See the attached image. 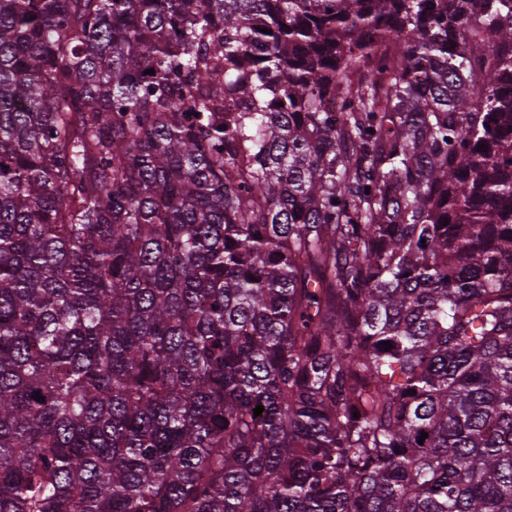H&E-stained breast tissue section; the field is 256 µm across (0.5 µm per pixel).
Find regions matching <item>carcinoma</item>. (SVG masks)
<instances>
[{"label": "carcinoma", "mask_w": 512, "mask_h": 512, "mask_svg": "<svg viewBox=\"0 0 512 512\" xmlns=\"http://www.w3.org/2000/svg\"><path fill=\"white\" fill-rule=\"evenodd\" d=\"M0 512H512V0H0Z\"/></svg>", "instance_id": "obj_1"}]
</instances>
